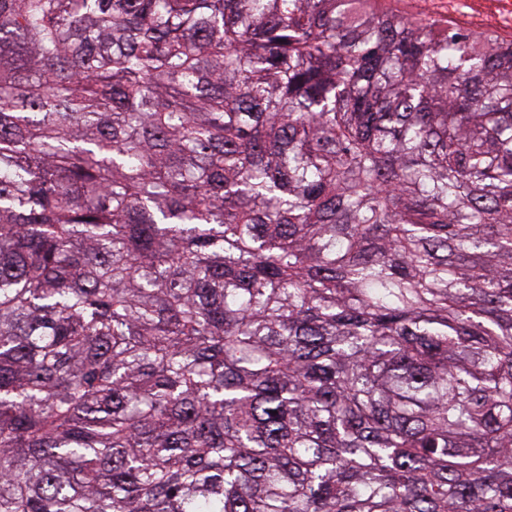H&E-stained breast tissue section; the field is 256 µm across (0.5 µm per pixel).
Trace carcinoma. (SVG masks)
<instances>
[{"label":"carcinoma","mask_w":512,"mask_h":512,"mask_svg":"<svg viewBox=\"0 0 512 512\" xmlns=\"http://www.w3.org/2000/svg\"><path fill=\"white\" fill-rule=\"evenodd\" d=\"M377 0H0V512H512V40Z\"/></svg>","instance_id":"obj_1"}]
</instances>
